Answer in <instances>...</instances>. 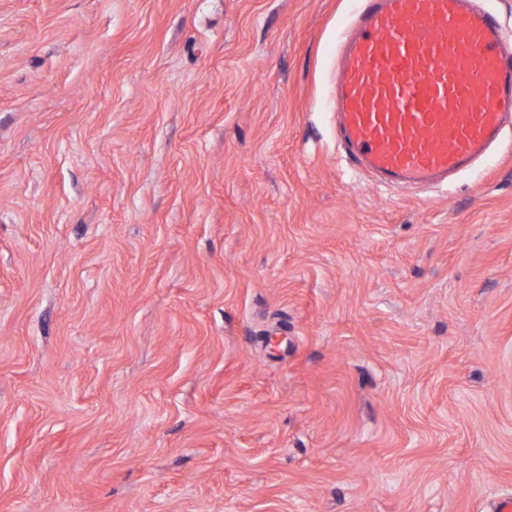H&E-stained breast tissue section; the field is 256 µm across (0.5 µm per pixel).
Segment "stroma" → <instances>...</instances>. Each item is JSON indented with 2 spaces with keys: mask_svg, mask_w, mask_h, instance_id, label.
Listing matches in <instances>:
<instances>
[{
  "mask_svg": "<svg viewBox=\"0 0 512 512\" xmlns=\"http://www.w3.org/2000/svg\"><path fill=\"white\" fill-rule=\"evenodd\" d=\"M354 0H0V512H491L512 131L336 154Z\"/></svg>",
  "mask_w": 512,
  "mask_h": 512,
  "instance_id": "obj_1",
  "label": "stroma"
}]
</instances>
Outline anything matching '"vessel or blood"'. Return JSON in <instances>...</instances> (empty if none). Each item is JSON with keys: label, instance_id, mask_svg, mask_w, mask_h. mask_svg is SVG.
<instances>
[{"label": "vessel or blood", "instance_id": "b4317fda", "mask_svg": "<svg viewBox=\"0 0 512 512\" xmlns=\"http://www.w3.org/2000/svg\"><path fill=\"white\" fill-rule=\"evenodd\" d=\"M473 0H357L339 37L337 142L380 185L443 183L512 124V51Z\"/></svg>", "mask_w": 512, "mask_h": 512}]
</instances>
